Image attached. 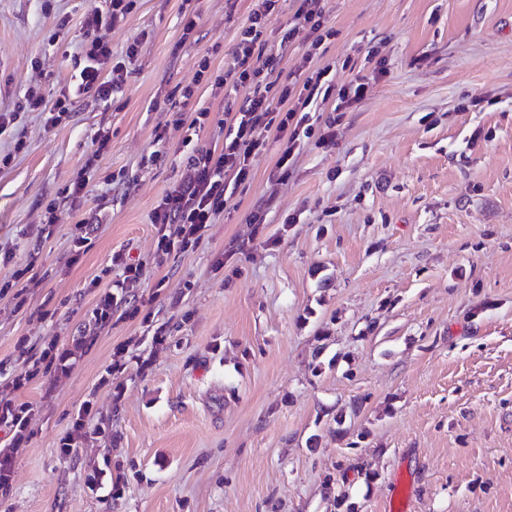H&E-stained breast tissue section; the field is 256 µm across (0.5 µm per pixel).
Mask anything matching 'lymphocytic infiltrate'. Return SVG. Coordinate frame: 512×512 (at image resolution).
Returning a JSON list of instances; mask_svg holds the SVG:
<instances>
[{
	"label": "lymphocytic infiltrate",
	"mask_w": 512,
	"mask_h": 512,
	"mask_svg": "<svg viewBox=\"0 0 512 512\" xmlns=\"http://www.w3.org/2000/svg\"><path fill=\"white\" fill-rule=\"evenodd\" d=\"M104 8L94 9L84 20V40L74 59L79 71L76 92L104 99L122 94L127 70L114 62L108 31L122 22L133 6V0H104ZM278 0H257L248 24L241 31L234 55L235 64L221 74H212L208 62H201L192 85L182 88L180 96L191 99L199 86L217 90L224 85L251 84L254 91L239 111H225L224 117L236 126L234 138L216 150L201 148L191 154L185 164L186 174L155 208L151 221L160 227L159 252H184L195 245L206 225L215 223L224 211V194L229 184L248 180L250 156L261 148L270 133L287 136L290 146L280 156L276 173L287 177L288 162L294 154L297 133L288 124L296 114L289 108L290 86L279 84L274 76L275 62L266 56L264 34Z\"/></svg>",
	"instance_id": "lymphocytic-infiltrate-1"
}]
</instances>
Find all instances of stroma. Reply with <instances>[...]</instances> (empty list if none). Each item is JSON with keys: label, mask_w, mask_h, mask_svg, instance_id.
I'll return each instance as SVG.
<instances>
[{"label": "stroma", "mask_w": 512, "mask_h": 512, "mask_svg": "<svg viewBox=\"0 0 512 512\" xmlns=\"http://www.w3.org/2000/svg\"><path fill=\"white\" fill-rule=\"evenodd\" d=\"M99 4L0 0V112L74 98L0 130V287L25 298L0 290V391L28 407L0 512H512V0H325L321 33L285 47L298 0H280L281 81L300 94L321 70L365 95H314L287 179L269 137L217 223L164 256L155 207L191 147L224 144L169 125L168 97L202 60L232 66L254 2L136 0L109 36L129 72L113 99L75 93ZM79 216L99 222L75 260ZM115 252L143 277L101 328ZM69 103V96L58 98L54 103L49 104L42 97H34L32 93H28L25 95V105H19V110L27 108L30 112H49L52 116L48 117L47 123L54 125L61 116L60 114L66 113ZM53 112H58L59 115L55 116ZM106 142L107 139L100 142L98 148L93 152L91 158L87 160L85 166L82 168L76 181L72 183V187L69 186L66 188L65 194H67V197L71 200V211L79 210V207L76 206L77 201H80L84 197V190L89 181L97 177L98 167L95 160H98L100 157L102 150L106 146Z\"/></svg>", "instance_id": "obj_1"}]
</instances>
